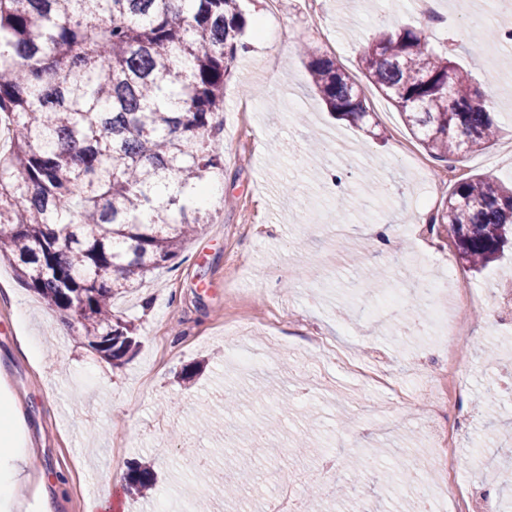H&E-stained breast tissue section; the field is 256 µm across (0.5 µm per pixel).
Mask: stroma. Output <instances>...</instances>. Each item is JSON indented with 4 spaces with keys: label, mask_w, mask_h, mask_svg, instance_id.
<instances>
[{
    "label": "stroma",
    "mask_w": 512,
    "mask_h": 512,
    "mask_svg": "<svg viewBox=\"0 0 512 512\" xmlns=\"http://www.w3.org/2000/svg\"><path fill=\"white\" fill-rule=\"evenodd\" d=\"M250 49L238 57L224 84L218 120L224 171L222 195L209 207L210 222L187 241L171 267L149 274L117 297L113 309L132 321L141 345L121 365L84 347L63 318L21 285L0 263V388L24 420L31 481L27 505L49 493L55 512H195L207 497L211 512H265L272 487L316 472L321 457L299 459L297 441L311 439L347 472L353 455L400 448L436 453L444 430L432 406V377L448 368L440 331L431 322L402 326L403 305L381 302L385 289H410L441 269L433 248L454 252L448 227L436 225L418 244L414 228L425 208H438L447 191L430 188L446 162L436 160L403 117L367 79L361 55L381 30L406 25L455 49L483 94L495 99V118L512 125V42L497 41L498 69L484 61V45L471 44L477 27L512 30V0H446L450 25L426 27L413 0H291L268 14V0H240ZM335 59L356 81L376 124L375 133L328 112L308 82L296 50ZM328 141V155H312L309 137ZM454 162L465 175L512 181V136ZM337 177L342 196L328 194ZM297 185L285 195L283 183ZM336 224L346 236L332 233ZM460 282L480 291L512 289V250L480 273L455 260ZM384 270V288L369 285L372 268ZM477 345L459 373L456 417L467 423L460 445L467 457L496 447L512 428V306L499 315L474 311ZM35 340L33 350L19 339ZM312 336L337 340L368 363L394 374L412 394L400 404L335 365L308 345ZM497 349L499 362L485 358ZM202 364L193 381L183 368ZM239 401L219 417L225 395ZM286 397L288 412L274 407ZM270 432L269 455L259 479L238 499L224 498L233 476L225 449L243 447L233 423ZM149 465L158 481L149 499L129 497L113 471ZM360 477L370 512H398L403 500L384 482L377 463Z\"/></svg>",
    "instance_id": "obj_1"
}]
</instances>
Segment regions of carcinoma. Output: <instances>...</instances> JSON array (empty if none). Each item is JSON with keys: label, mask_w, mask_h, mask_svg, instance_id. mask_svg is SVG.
I'll return each mask as SVG.
<instances>
[{"label": "carcinoma", "mask_w": 512, "mask_h": 512, "mask_svg": "<svg viewBox=\"0 0 512 512\" xmlns=\"http://www.w3.org/2000/svg\"><path fill=\"white\" fill-rule=\"evenodd\" d=\"M245 25L239 0H0V119L12 118L0 256L115 363L138 341L114 298L209 223L198 195L224 170L215 129ZM299 53L331 112L369 124L350 76L305 45ZM362 64L437 159L482 151L501 133L493 98L416 27L377 33ZM432 222L455 230L460 259L486 266L512 237V186L462 179ZM125 482L130 496L155 493L145 465Z\"/></svg>", "instance_id": "carcinoma-1"}]
</instances>
